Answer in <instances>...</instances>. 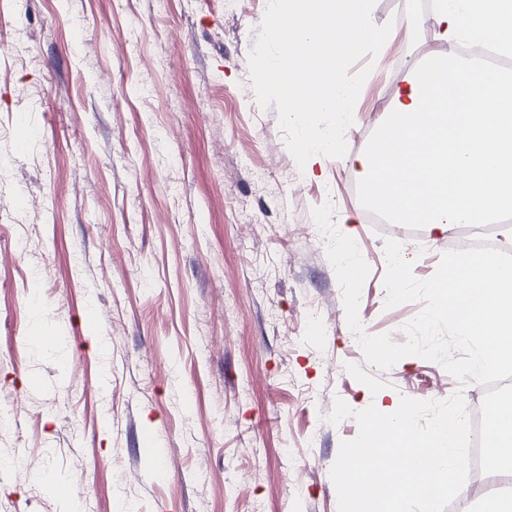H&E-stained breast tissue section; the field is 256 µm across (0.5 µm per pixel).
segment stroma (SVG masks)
<instances>
[{
	"label": "stroma",
	"mask_w": 512,
	"mask_h": 512,
	"mask_svg": "<svg viewBox=\"0 0 512 512\" xmlns=\"http://www.w3.org/2000/svg\"><path fill=\"white\" fill-rule=\"evenodd\" d=\"M432 0H376L391 24L345 133L372 141L407 72L448 52ZM267 0H0V512H338L331 468L361 410L497 385L417 356L366 365L312 217L352 218L369 266L359 319L405 342L419 301L386 307L385 241L431 277L451 236L372 224L340 158L299 170L248 53ZM25 243L14 250L12 239ZM94 308L100 322L89 328ZM55 351L29 347L32 330ZM154 436L162 465L144 454ZM512 497V469L470 473L445 512Z\"/></svg>",
	"instance_id": "stroma-1"
}]
</instances>
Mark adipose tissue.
<instances>
[{"instance_id":"obj_1","label":"adipose tissue","mask_w":512,"mask_h":512,"mask_svg":"<svg viewBox=\"0 0 512 512\" xmlns=\"http://www.w3.org/2000/svg\"><path fill=\"white\" fill-rule=\"evenodd\" d=\"M435 39L495 41L512 52V0H434ZM366 199L384 193L392 224L436 234L512 212V75L434 55L411 69L363 154L350 157Z\"/></svg>"}]
</instances>
